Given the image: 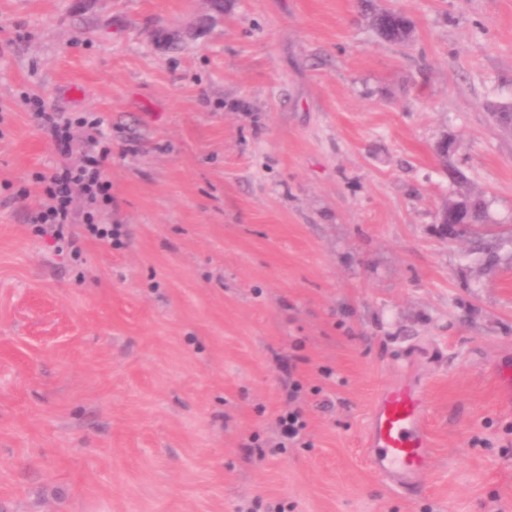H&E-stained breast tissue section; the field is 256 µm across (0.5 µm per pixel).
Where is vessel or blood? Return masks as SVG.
<instances>
[{
	"mask_svg": "<svg viewBox=\"0 0 512 512\" xmlns=\"http://www.w3.org/2000/svg\"><path fill=\"white\" fill-rule=\"evenodd\" d=\"M427 415L423 391L405 383L386 385L375 398L367 437L368 462L393 488L417 483L430 470L432 438Z\"/></svg>",
	"mask_w": 512,
	"mask_h": 512,
	"instance_id": "obj_1",
	"label": "vessel or blood"
}]
</instances>
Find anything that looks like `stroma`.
Segmentation results:
<instances>
[{
  "mask_svg": "<svg viewBox=\"0 0 512 512\" xmlns=\"http://www.w3.org/2000/svg\"><path fill=\"white\" fill-rule=\"evenodd\" d=\"M373 2L410 46L359 0H0V512H512V133L487 110L512 0ZM98 145L123 245L77 191L74 255L35 177ZM462 195L484 247L439 231ZM291 374L306 444L280 448ZM398 380L433 459L393 491L364 444ZM370 20L372 27L382 39L396 44L412 42L413 26L401 11L394 8L384 9L374 12ZM35 113L37 118L41 120L42 124H47L50 127L56 141L59 144L64 145V147L68 148V143L71 138L69 128L72 122L68 119L63 121L59 119L60 121H58V118L49 112H45V110L42 109L39 105L35 110Z\"/></svg>",
  "mask_w": 512,
  "mask_h": 512,
  "instance_id": "stroma-1",
  "label": "stroma"
}]
</instances>
